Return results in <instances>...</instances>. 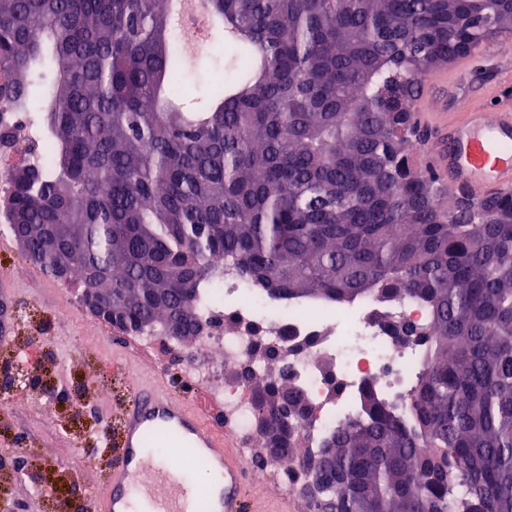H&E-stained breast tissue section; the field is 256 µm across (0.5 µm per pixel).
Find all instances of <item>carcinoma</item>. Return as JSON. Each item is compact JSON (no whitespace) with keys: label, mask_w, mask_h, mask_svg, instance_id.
<instances>
[{"label":"carcinoma","mask_w":512,"mask_h":512,"mask_svg":"<svg viewBox=\"0 0 512 512\" xmlns=\"http://www.w3.org/2000/svg\"><path fill=\"white\" fill-rule=\"evenodd\" d=\"M198 2L223 19L194 47L205 94L170 0H0V154L25 134L49 157L7 171L11 232L137 335L203 332L211 254L274 298L423 305L390 323L422 347L406 415L368 393L312 448L304 394L259 378L262 438L314 512H512V193L409 166L425 78L512 37V0Z\"/></svg>","instance_id":"carcinoma-1"}]
</instances>
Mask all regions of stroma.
Returning <instances> with one entry per match:
<instances>
[{
	"mask_svg": "<svg viewBox=\"0 0 512 512\" xmlns=\"http://www.w3.org/2000/svg\"><path fill=\"white\" fill-rule=\"evenodd\" d=\"M0 286L13 290L22 314L14 342L0 346V370L14 368L18 355L28 358L26 402L0 399V512H90L106 476L91 456L111 447L128 396L112 366L117 354L142 379L221 421V402L181 372L186 346L170 350L119 333L12 239L0 246ZM246 498L247 512H310L300 493L282 487L275 462L251 478Z\"/></svg>",
	"mask_w": 512,
	"mask_h": 512,
	"instance_id": "obj_1",
	"label": "stroma"
}]
</instances>
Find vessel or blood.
I'll use <instances>...</instances> for the list:
<instances>
[{
    "label": "vessel or blood",
    "mask_w": 512,
    "mask_h": 512,
    "mask_svg": "<svg viewBox=\"0 0 512 512\" xmlns=\"http://www.w3.org/2000/svg\"><path fill=\"white\" fill-rule=\"evenodd\" d=\"M477 52L489 62L491 79L480 80L469 60L459 61L437 76L440 94L418 97L413 107L419 124L438 131L419 144V154L474 199L512 189V93L501 89L512 46L487 44ZM169 434L183 441L185 465L150 452V436ZM115 439L118 464L107 469L95 512H246L248 469L228 452L223 427L158 384L130 379Z\"/></svg>",
    "instance_id": "1"
}]
</instances>
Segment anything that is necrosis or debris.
Wrapping results in <instances>:
<instances>
[{
  "label": "necrosis or debris",
  "instance_id": "necrosis-or-debris-1",
  "mask_svg": "<svg viewBox=\"0 0 512 512\" xmlns=\"http://www.w3.org/2000/svg\"><path fill=\"white\" fill-rule=\"evenodd\" d=\"M202 316L213 326L190 348L184 372L223 402L225 426L241 436L254 429L252 382L228 375L255 364L259 345L277 349L290 385L305 394L313 408L311 435L319 443L360 415L363 392L401 402L419 374L418 351L395 344L387 327L391 317L425 323L424 308L406 299L333 307L272 300L228 274Z\"/></svg>",
  "mask_w": 512,
  "mask_h": 512
}]
</instances>
